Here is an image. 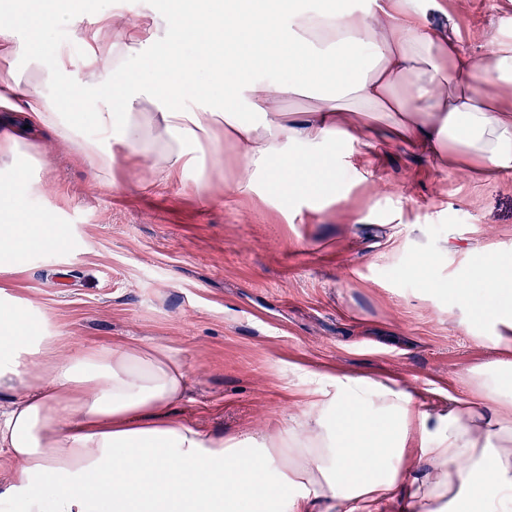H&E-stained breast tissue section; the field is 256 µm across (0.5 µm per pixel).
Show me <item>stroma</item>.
<instances>
[{"mask_svg": "<svg viewBox=\"0 0 512 512\" xmlns=\"http://www.w3.org/2000/svg\"><path fill=\"white\" fill-rule=\"evenodd\" d=\"M464 50L512 36V0H447ZM24 128L27 174L13 182L20 223L39 211L71 245L0 270V300L32 304L63 354L118 343L161 346L187 368L174 417L237 436L291 425L314 372L389 378L444 410L468 394V369L493 361L481 319L457 298L488 251L512 256V174L486 175L392 144L341 147L336 200L280 213L261 191L228 204L239 179L232 140L205 147L210 196L163 181L117 154L96 170L72 139L0 111V133ZM122 190H114L113 182ZM442 284L424 287L425 277Z\"/></svg>", "mask_w": 512, "mask_h": 512, "instance_id": "35a3bbf8", "label": "stroma"}]
</instances>
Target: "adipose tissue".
Wrapping results in <instances>:
<instances>
[{"instance_id": "ef3b65f1", "label": "adipose tissue", "mask_w": 512, "mask_h": 512, "mask_svg": "<svg viewBox=\"0 0 512 512\" xmlns=\"http://www.w3.org/2000/svg\"><path fill=\"white\" fill-rule=\"evenodd\" d=\"M443 10L441 0H161L140 24L56 0L20 22L0 15V108L66 139L62 103L90 104L103 137L79 152L99 170L119 151L147 158L167 181L223 132L237 147L236 193L259 175L286 205L338 194L333 144L398 141L511 171L512 43L490 40L474 58L453 26L431 25ZM60 30L89 47L88 70L70 69L61 48L37 81H22L18 45L36 55ZM142 52L149 72L130 74L128 57ZM288 95L316 105L288 114ZM67 245L52 224H1L0 268ZM458 296L504 352L467 372L474 399L449 396L434 415L394 381L315 373L294 425L259 438L173 419L188 374L167 349L64 356L44 316L1 302L0 388L16 396L0 415L12 462L0 497L17 512H379L398 501L512 512V256L484 255Z\"/></svg>"}]
</instances>
